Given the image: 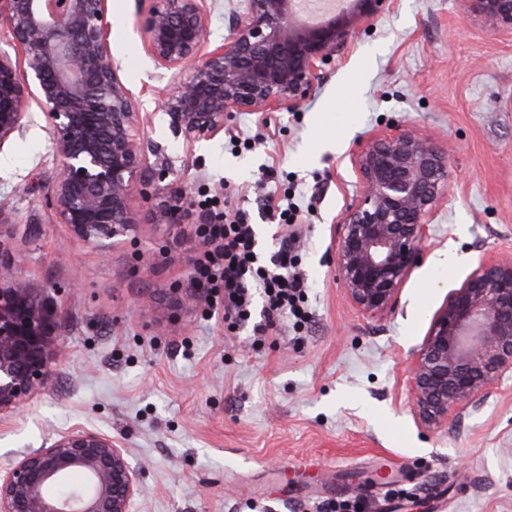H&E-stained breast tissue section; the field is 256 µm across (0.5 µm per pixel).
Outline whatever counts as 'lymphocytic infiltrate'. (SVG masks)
I'll list each match as a JSON object with an SVG mask.
<instances>
[{"mask_svg": "<svg viewBox=\"0 0 512 512\" xmlns=\"http://www.w3.org/2000/svg\"><path fill=\"white\" fill-rule=\"evenodd\" d=\"M266 206L282 229L278 246L269 257H256L255 234L247 212L228 202L211 220L197 225L204 250L193 261L196 287L222 289L225 317L248 320L254 293L263 294L264 321L254 327L260 336L277 327L283 317H291L298 327L305 326L309 318L308 283L298 270L297 249L303 235L298 210L283 206L273 191Z\"/></svg>", "mask_w": 512, "mask_h": 512, "instance_id": "f902f5d3", "label": "lymphocytic infiltrate"}]
</instances>
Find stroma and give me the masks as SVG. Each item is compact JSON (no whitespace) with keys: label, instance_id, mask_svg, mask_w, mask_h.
<instances>
[{"label":"stroma","instance_id":"obj_1","mask_svg":"<svg viewBox=\"0 0 512 512\" xmlns=\"http://www.w3.org/2000/svg\"><path fill=\"white\" fill-rule=\"evenodd\" d=\"M108 5L120 76L157 111L167 80L144 49L137 0ZM386 124L418 126L455 151L418 263L394 309L372 317L336 279L334 240L354 190L351 154ZM50 152L37 124L0 151V195L16 205L11 272L56 305L66 354L50 389L0 426V466L86 427L141 470L130 512H512V378L435 431L417 423L408 394L409 354L449 293L483 258L512 260V36L469 20L463 0H397L300 109L236 113L197 146L184 224L152 221L169 190L134 194L140 227L107 257L47 208ZM274 177L303 211L311 321L258 341L262 295L231 326L207 290L189 310L175 291L191 284L202 197L234 195L258 252L274 249L263 205ZM303 458L326 467L294 468Z\"/></svg>","mask_w":512,"mask_h":512}]
</instances>
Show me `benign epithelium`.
I'll return each instance as SVG.
<instances>
[{"mask_svg":"<svg viewBox=\"0 0 512 512\" xmlns=\"http://www.w3.org/2000/svg\"><path fill=\"white\" fill-rule=\"evenodd\" d=\"M148 4L144 47L169 81L159 109L182 153L146 148L143 112L112 54L108 0H0L7 29L0 48V151L35 118L51 143L55 178L49 205L59 224L104 256L139 221L131 207L145 182L178 181L195 148L224 130L235 112L266 115L297 107L319 84L336 50L395 0H347L309 25L294 0H244L224 44L206 47L205 0ZM466 15L512 35V0H464ZM35 103L39 112L29 111ZM155 161H150V157ZM450 149L418 128L395 126L352 153L351 202L336 219V279L370 316L394 308L451 183ZM153 212V223H182L189 191ZM65 352L50 309L0 266V423L41 395ZM512 378V261L481 262L434 316L411 351L409 398L417 422L439 428L448 416ZM82 482L50 495V486ZM141 492L126 450L98 430L76 428L0 467V512H130Z\"/></svg>","mask_w":512,"mask_h":512,"instance_id":"1","label":"benign epithelium"}]
</instances>
